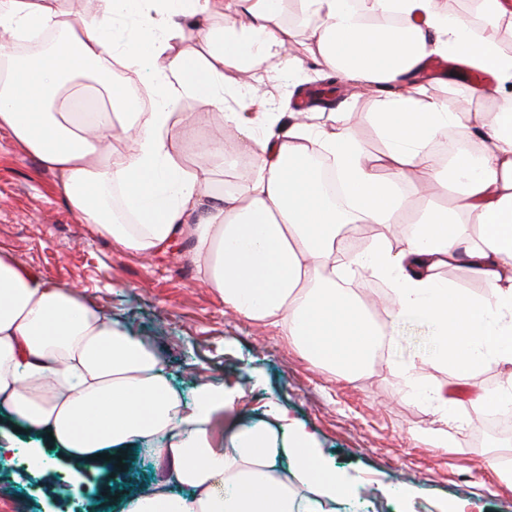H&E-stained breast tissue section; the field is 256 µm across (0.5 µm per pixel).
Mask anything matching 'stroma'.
<instances>
[{
    "label": "stroma",
    "instance_id": "35a3bbf8",
    "mask_svg": "<svg viewBox=\"0 0 512 512\" xmlns=\"http://www.w3.org/2000/svg\"><path fill=\"white\" fill-rule=\"evenodd\" d=\"M306 62L301 73L254 84L251 92L279 115L304 110L328 118L343 109L372 111V99L342 82L322 79ZM201 140L223 136L229 164L211 171L216 190L244 182L250 161L223 109L196 104L189 116ZM194 243L151 257L129 253L80 223L57 175L7 134H0V249L49 284L70 288L148 344L184 401L201 381L240 384L245 423H271L270 404L287 409L317 439L326 462L352 486L344 512H512V484L498 468L512 466V444L475 446L483 407L471 387L492 391L498 367L462 374L432 364L435 339L420 322L401 320L384 353L365 372L342 377L315 363L278 328L243 318L202 279ZM421 366H413L415 357ZM440 387L463 388L440 412ZM0 415V500L12 512H122L128 493L150 489L156 461L146 446L127 453L124 470L74 471L48 440L14 431ZM446 427L448 448H433L427 431ZM39 447L44 472L27 471L28 449Z\"/></svg>",
    "mask_w": 512,
    "mask_h": 512
}]
</instances>
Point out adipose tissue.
Returning <instances> with one entry per match:
<instances>
[{"label": "adipose tissue", "mask_w": 512, "mask_h": 512, "mask_svg": "<svg viewBox=\"0 0 512 512\" xmlns=\"http://www.w3.org/2000/svg\"><path fill=\"white\" fill-rule=\"evenodd\" d=\"M282 0H94L84 17L58 0H0V40L52 35L36 66L0 52V132L56 173L78 219L123 249L155 252L191 232L205 282L245 318L280 329L311 359L345 376L360 373L398 319L423 322L437 336L435 362L466 372L512 369V0H478L483 21L448 14L439 0H299L307 20L281 19ZM225 10L227 24L213 22ZM135 16L134 34L117 27ZM207 53L191 65L177 44ZM488 73L493 86L460 97L453 82L430 94L421 75L429 58ZM317 59L359 94L375 100L364 118L386 146L370 153L351 131L352 115L331 124L312 113L261 137L268 112L225 113L251 160L234 191H216L205 174L223 156L203 148L194 167L171 153V106L193 95L224 104V68L253 81L298 72ZM151 77V107L106 86L104 110L78 120L69 104L82 80L112 77L116 66ZM491 101V109L480 106ZM467 142L452 165L436 145L448 133ZM319 144L348 200L323 193L304 159ZM453 187L449 205L427 204L407 246L379 237L365 251L342 252L347 224L398 223L415 175ZM124 188L140 218L113 220L106 188ZM465 265L484 285L473 296L439 277ZM390 281V323L371 315L346 288L351 273ZM0 405L28 430L52 433L76 465L94 468L136 443L168 472L130 496L125 512H336L350 494L304 426L279 443L265 425H244L223 385H198L182 402L159 358L68 288L48 284L0 250ZM230 429L216 447L215 421ZM287 466L277 463L278 456ZM189 488L170 492L168 481Z\"/></svg>", "instance_id": "adipose-tissue-1"}]
</instances>
